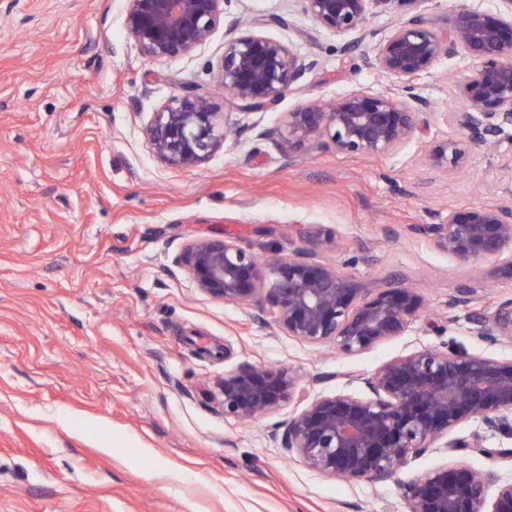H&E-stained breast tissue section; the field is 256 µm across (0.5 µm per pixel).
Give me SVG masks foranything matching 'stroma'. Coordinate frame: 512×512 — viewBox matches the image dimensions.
Segmentation results:
<instances>
[{"label": "stroma", "mask_w": 512, "mask_h": 512, "mask_svg": "<svg viewBox=\"0 0 512 512\" xmlns=\"http://www.w3.org/2000/svg\"><path fill=\"white\" fill-rule=\"evenodd\" d=\"M124 0H0V512H406L400 480L452 460L435 448L399 481L340 482L282 448L303 403L259 420L224 414L210 392L240 363L289 367L308 398L363 394L361 375L424 346L512 358L476 336L497 264L464 266L422 233L449 210L512 200V153L474 152L462 171L425 165L423 139L374 157L289 156L286 113L353 91H401L374 66L393 15L364 35L316 27L301 0H224L210 40L148 60L124 27ZM254 28L313 60L280 104L247 113L212 82L229 28ZM470 68L440 59L415 82L439 111ZM191 86L232 135L197 168L173 169L143 135L152 112ZM217 234L256 253L311 234L324 260L367 292L415 282L427 317L346 356L286 336L271 315L201 292L175 264Z\"/></svg>", "instance_id": "35a3bbf8"}]
</instances>
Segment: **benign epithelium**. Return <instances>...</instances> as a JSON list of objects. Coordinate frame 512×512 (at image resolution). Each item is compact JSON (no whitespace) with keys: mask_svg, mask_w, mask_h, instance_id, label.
<instances>
[{"mask_svg":"<svg viewBox=\"0 0 512 512\" xmlns=\"http://www.w3.org/2000/svg\"><path fill=\"white\" fill-rule=\"evenodd\" d=\"M125 26L149 60L177 59L209 40L224 18V0H125ZM319 27L345 35L361 31L381 9L397 16L377 47L374 65L406 82L403 93L351 92L328 105L306 104L286 113L277 132L288 153L332 149L377 156L400 150L411 138L426 139L424 161L448 171L466 165L475 149L494 148L512 130V0L495 12L459 8L446 22L412 13L418 0H302ZM462 52L471 69L455 85L459 112L442 120L458 133L427 138L420 119L427 101L412 83L441 58ZM313 62L288 44L248 29L224 42L214 80L239 108L262 112L276 106ZM155 157L171 168H192L224 147V114L193 89L171 95L144 128ZM424 233L459 264L493 260L512 281V205L450 210ZM197 288L227 303L254 305L275 315L286 335L315 348L360 355L403 336L421 317L424 300L403 280L384 282L368 294L337 267L323 261L315 240L283 256L261 261L249 248L224 236L189 243L176 257ZM474 288L448 296V309L476 298ZM477 335L488 345L512 342V298L478 320ZM365 396L339 392L308 402L283 425L281 447L309 468L346 481L392 480L410 459L439 446L476 448L512 465V359L458 354L448 347H422L382 363L362 378ZM290 368L244 362L227 371L210 393L224 415L251 420L302 396ZM478 421L485 433L452 439L459 426ZM490 471L462 461L430 469L401 483L407 512H512V481L497 484Z\"/></svg>","mask_w":512,"mask_h":512,"instance_id":"obj_1","label":"benign epithelium"}]
</instances>
